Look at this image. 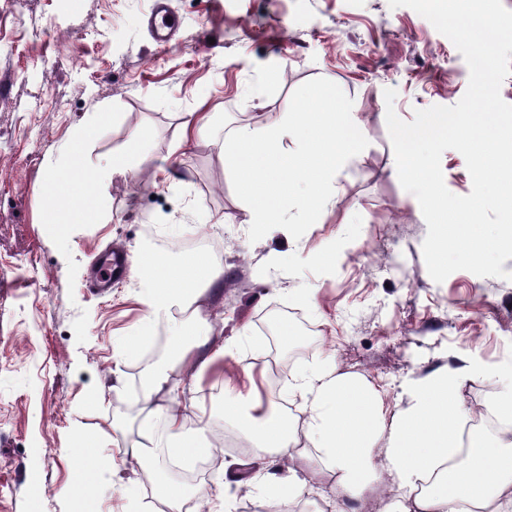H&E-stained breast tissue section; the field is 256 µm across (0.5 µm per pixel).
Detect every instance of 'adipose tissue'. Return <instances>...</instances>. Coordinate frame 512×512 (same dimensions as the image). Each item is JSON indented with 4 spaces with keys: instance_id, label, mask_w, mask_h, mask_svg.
Masks as SVG:
<instances>
[{
    "instance_id": "ef3b65f1",
    "label": "adipose tissue",
    "mask_w": 512,
    "mask_h": 512,
    "mask_svg": "<svg viewBox=\"0 0 512 512\" xmlns=\"http://www.w3.org/2000/svg\"><path fill=\"white\" fill-rule=\"evenodd\" d=\"M89 136V129H82L77 142L60 149L54 160L69 176L59 188L68 199L63 221L69 226L97 222L105 210L99 186L139 163L132 142L104 163L89 166L82 147ZM362 136L351 113L330 97L319 102L307 121L285 112L263 121L250 117L215 145L237 177L254 233L289 238L294 227L281 216L289 174H319L314 192L302 201L300 221L313 223L336 197V175L354 158ZM128 261L144 307L140 341H149L155 324L164 320L173 326L178 348L175 361L145 371L139 399L149 421L130 455L143 464L150 449L163 448L169 460L188 464L211 455L214 439L209 424L193 422L186 414L184 385L202 384L233 352L216 334L203 305L224 270L195 254L174 264L138 249ZM263 380L250 365L224 378V416L237 423L260 454L258 464L236 486L254 497L261 512H284L325 469L336 475L329 512H343V499L370 487L381 469L397 489L387 512H512V374L504 376L489 405L502 430L475 444L469 459L457 466L451 463L457 427L469 413L456 394V374L428 381L409 406L392 412L366 377L321 364L298 372L281 393L299 404L302 419L297 424L264 406ZM311 448L316 451L312 457L307 454ZM155 496L158 512L234 509L232 498L217 504L200 490L167 479L156 481Z\"/></svg>"
}]
</instances>
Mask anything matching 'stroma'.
<instances>
[{
  "instance_id": "1",
  "label": "stroma",
  "mask_w": 512,
  "mask_h": 512,
  "mask_svg": "<svg viewBox=\"0 0 512 512\" xmlns=\"http://www.w3.org/2000/svg\"><path fill=\"white\" fill-rule=\"evenodd\" d=\"M178 20L164 48L147 20L153 0H0V512H150L152 487L125 450L145 419L133 369L168 349L170 326L135 340L142 315L137 283L89 286L107 248L141 246L178 259L213 242L224 269L210 298L215 329L235 344L228 368L253 362L285 374L330 361L365 375L390 410L406 407L431 377L476 367L459 387L480 409L512 364V279L460 270L430 277L427 225L393 172L385 89L405 121L433 105H455L469 69L460 52L411 8L389 0H168ZM334 90L362 123L364 143L340 172V193L293 238L256 237L232 171L213 141L244 114L302 112L311 93ZM89 165L137 140L143 163L101 189L105 216L68 228L48 223L58 148L74 142L92 113ZM221 121L178 153L182 117ZM271 251L283 261L257 275ZM289 310L290 342L259 335L260 315ZM132 348L121 396L112 383L119 344ZM204 401L211 429L225 432L221 374L187 386L183 403ZM128 423L113 433L112 419ZM101 438L93 460L62 450L76 426ZM92 488L74 490L83 470ZM136 490L129 504L119 487Z\"/></svg>"
}]
</instances>
